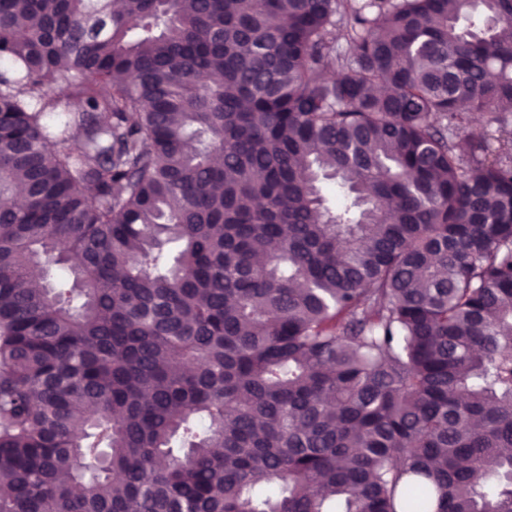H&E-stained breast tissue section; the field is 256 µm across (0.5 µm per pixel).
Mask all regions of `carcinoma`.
Masks as SVG:
<instances>
[{
  "label": "carcinoma",
  "mask_w": 512,
  "mask_h": 512,
  "mask_svg": "<svg viewBox=\"0 0 512 512\" xmlns=\"http://www.w3.org/2000/svg\"><path fill=\"white\" fill-rule=\"evenodd\" d=\"M21 187L0 512H512V0H0Z\"/></svg>",
  "instance_id": "obj_1"
}]
</instances>
